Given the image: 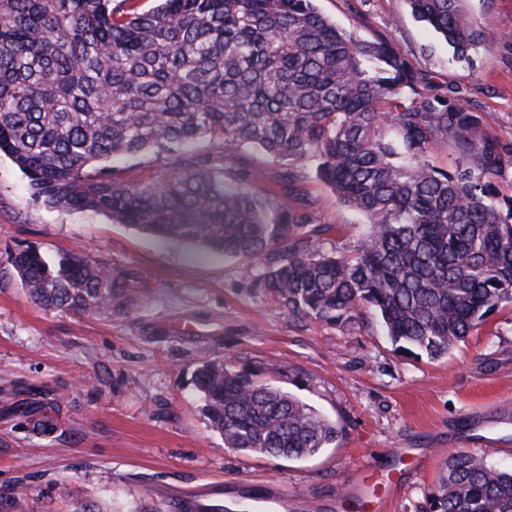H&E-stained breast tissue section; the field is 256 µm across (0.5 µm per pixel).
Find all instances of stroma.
Here are the masks:
<instances>
[{
	"label": "stroma",
	"instance_id": "stroma-1",
	"mask_svg": "<svg viewBox=\"0 0 512 512\" xmlns=\"http://www.w3.org/2000/svg\"><path fill=\"white\" fill-rule=\"evenodd\" d=\"M359 40L387 36L437 85L469 100L485 130L512 143V44L474 69L449 65L448 47L407 0H316ZM311 208L334 224L331 247L364 233V216L293 163ZM37 246L133 271L147 298L136 313L84 316L36 304L12 274L9 252ZM227 353L264 362L267 378L334 421L340 437L302 460L226 450L192 385L193 358ZM52 433L33 431L42 415ZM472 453L512 464V306L448 356L398 354L375 319L340 330L266 301L239 263L161 242L93 212H63L33 197L0 156V512H169L166 490L220 481L228 496L287 488L288 512H354L345 495L366 462L394 448L432 458L403 471L391 512H419L461 429Z\"/></svg>",
	"mask_w": 512,
	"mask_h": 512
}]
</instances>
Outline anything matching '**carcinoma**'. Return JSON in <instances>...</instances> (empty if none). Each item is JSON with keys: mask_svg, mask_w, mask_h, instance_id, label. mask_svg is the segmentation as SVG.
<instances>
[{"mask_svg": "<svg viewBox=\"0 0 512 512\" xmlns=\"http://www.w3.org/2000/svg\"><path fill=\"white\" fill-rule=\"evenodd\" d=\"M0 0V155L60 210L237 258L268 302L345 330L377 315L399 352L444 357L512 304V196L493 178L512 144L386 37L353 38L314 0ZM474 64L512 34L480 27L467 0H408ZM204 141L209 148L195 147ZM453 148L455 164L430 158ZM259 150L277 167L247 168ZM161 163L128 180L112 157ZM309 160L367 218L351 248L327 247L291 165ZM8 263L49 310L127 313L137 275L27 246ZM211 429L234 452L301 460L336 441L328 418L236 355L194 359ZM421 512H512V467L448 457Z\"/></svg>", "mask_w": 512, "mask_h": 512, "instance_id": "1", "label": "carcinoma"}]
</instances>
